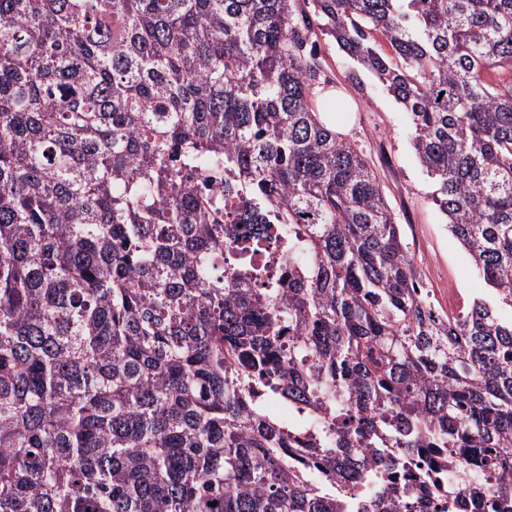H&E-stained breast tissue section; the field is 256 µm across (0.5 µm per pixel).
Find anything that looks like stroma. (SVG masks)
I'll return each instance as SVG.
<instances>
[{"mask_svg":"<svg viewBox=\"0 0 512 512\" xmlns=\"http://www.w3.org/2000/svg\"><path fill=\"white\" fill-rule=\"evenodd\" d=\"M319 44V92L335 94L343 106L344 135L360 146L377 174L431 301L441 311L457 312L488 287L431 200L432 183L410 143L408 114L329 37H320ZM354 70L361 80L357 86L348 80Z\"/></svg>","mask_w":512,"mask_h":512,"instance_id":"1","label":"stroma"}]
</instances>
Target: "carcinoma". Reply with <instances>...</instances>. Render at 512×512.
Returning <instances> with one entry per match:
<instances>
[{
	"label": "carcinoma",
	"instance_id": "cac0c4a2",
	"mask_svg": "<svg viewBox=\"0 0 512 512\" xmlns=\"http://www.w3.org/2000/svg\"><path fill=\"white\" fill-rule=\"evenodd\" d=\"M311 6L489 293L432 305L297 0H0V512H401L384 444L471 451L447 512H512V0Z\"/></svg>",
	"mask_w": 512,
	"mask_h": 512
}]
</instances>
